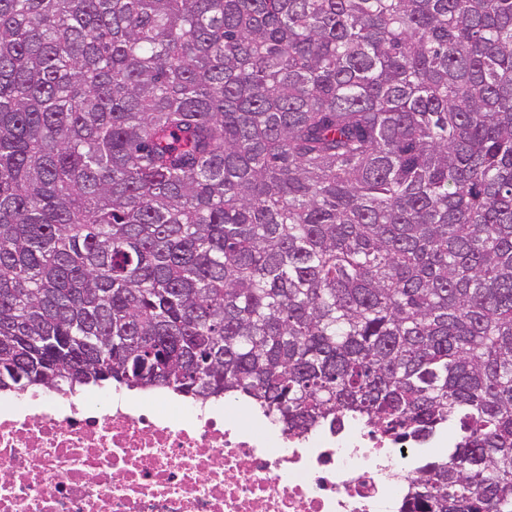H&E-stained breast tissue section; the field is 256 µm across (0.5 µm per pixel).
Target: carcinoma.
<instances>
[{
    "label": "carcinoma",
    "instance_id": "1",
    "mask_svg": "<svg viewBox=\"0 0 512 512\" xmlns=\"http://www.w3.org/2000/svg\"><path fill=\"white\" fill-rule=\"evenodd\" d=\"M113 383L512 512V0H0V391Z\"/></svg>",
    "mask_w": 512,
    "mask_h": 512
}]
</instances>
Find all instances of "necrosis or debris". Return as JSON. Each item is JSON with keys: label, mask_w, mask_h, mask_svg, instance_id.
I'll return each mask as SVG.
<instances>
[{"label": "necrosis or debris", "mask_w": 512, "mask_h": 512, "mask_svg": "<svg viewBox=\"0 0 512 512\" xmlns=\"http://www.w3.org/2000/svg\"><path fill=\"white\" fill-rule=\"evenodd\" d=\"M421 445L236 402L0 393V512H400Z\"/></svg>", "instance_id": "4bbe7bcc"}]
</instances>
